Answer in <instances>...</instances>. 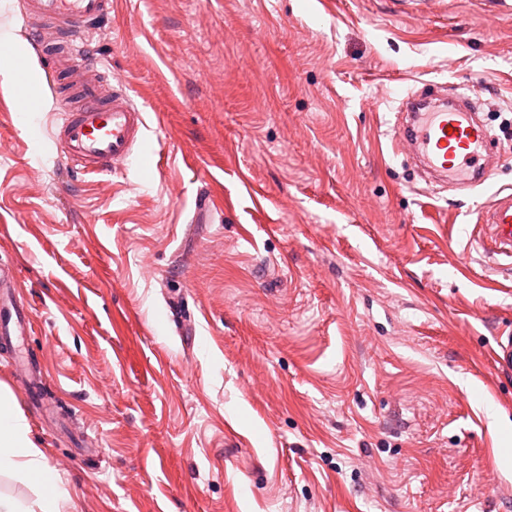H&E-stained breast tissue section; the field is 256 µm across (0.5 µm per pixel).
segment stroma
Segmentation results:
<instances>
[{
	"instance_id": "stroma-1",
	"label": "stroma",
	"mask_w": 512,
	"mask_h": 512,
	"mask_svg": "<svg viewBox=\"0 0 512 512\" xmlns=\"http://www.w3.org/2000/svg\"><path fill=\"white\" fill-rule=\"evenodd\" d=\"M95 64L146 118L72 171L0 84V384L76 512H512V11L487 0H112ZM461 87L496 148L422 180L404 100ZM212 195L221 212L202 213ZM27 363L12 369L17 352ZM481 224L492 230L497 251H488L486 256L495 260V255L506 254L511 257L512 247V193L499 192L478 216ZM498 246V247H497Z\"/></svg>"
}]
</instances>
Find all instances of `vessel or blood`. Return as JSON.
I'll return each mask as SVG.
<instances>
[{"label":"vessel or blood","instance_id":"b4317fda","mask_svg":"<svg viewBox=\"0 0 512 512\" xmlns=\"http://www.w3.org/2000/svg\"><path fill=\"white\" fill-rule=\"evenodd\" d=\"M111 0H28L31 45L43 56L42 67L54 76L73 75L60 100L62 120L53 141L67 165L105 174L123 165L142 138L145 119L124 89L106 90L89 75V21L105 14ZM396 140L411 145L433 173L459 176L462 184L484 183L490 171L482 162L493 139L475 112L452 101L414 108ZM492 230L498 253L512 250V193H498L478 217Z\"/></svg>","mask_w":512,"mask_h":512}]
</instances>
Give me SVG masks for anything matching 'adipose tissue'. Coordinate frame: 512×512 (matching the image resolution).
Listing matches in <instances>:
<instances>
[{
    "instance_id": "1",
    "label": "adipose tissue",
    "mask_w": 512,
    "mask_h": 512,
    "mask_svg": "<svg viewBox=\"0 0 512 512\" xmlns=\"http://www.w3.org/2000/svg\"><path fill=\"white\" fill-rule=\"evenodd\" d=\"M0 43L5 46L0 53V75L16 89L27 92L18 102L19 112L37 111L32 94L39 76L26 62V45L7 35L0 37ZM4 472L27 478L36 485L37 494L25 504L0 496V512H75L70 494L47 467L42 449L31 439L24 417L9 397L0 395V474Z\"/></svg>"
}]
</instances>
